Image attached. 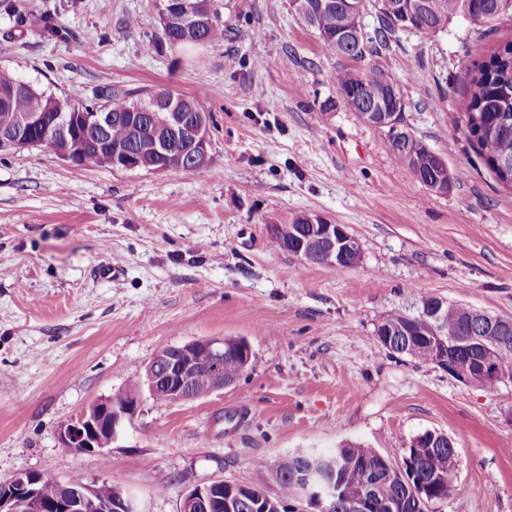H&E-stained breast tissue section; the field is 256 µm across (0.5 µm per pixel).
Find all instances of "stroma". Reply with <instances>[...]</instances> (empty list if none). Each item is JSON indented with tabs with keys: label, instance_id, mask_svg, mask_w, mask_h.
Here are the masks:
<instances>
[{
	"label": "stroma",
	"instance_id": "obj_1",
	"mask_svg": "<svg viewBox=\"0 0 512 512\" xmlns=\"http://www.w3.org/2000/svg\"><path fill=\"white\" fill-rule=\"evenodd\" d=\"M160 4L0 0V67L88 103L108 85L168 89L210 116L201 173L0 153V481L78 473L121 486L136 512H180L187 489L249 482L257 460L352 443L398 463L437 431L457 466L432 512H512V383L465 385L376 336L428 296L512 316V192L459 120L467 67L512 40V18L401 30L381 54L403 128L448 166L438 193L396 163L388 129L341 102L331 75L359 63L325 53L290 0H215L235 38L184 48L158 44ZM46 13L71 38L43 33ZM297 213L345 225L360 263L277 249L266 222ZM224 337L253 352L233 385L188 401L143 393L107 457L60 447L61 424L144 385L161 349Z\"/></svg>",
	"mask_w": 512,
	"mask_h": 512
}]
</instances>
